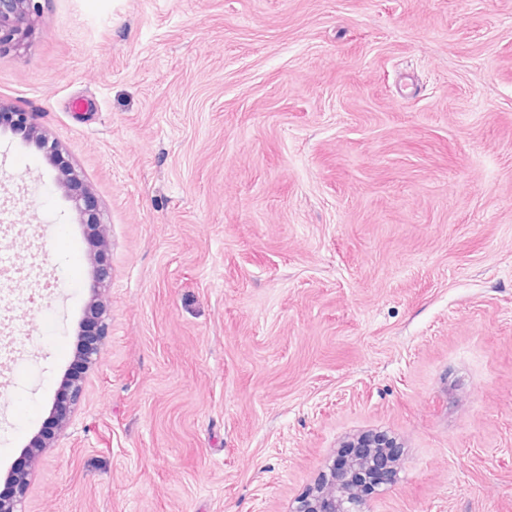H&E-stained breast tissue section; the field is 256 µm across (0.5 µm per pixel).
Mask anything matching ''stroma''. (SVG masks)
Returning <instances> with one entry per match:
<instances>
[{"instance_id":"1","label":"stroma","mask_w":512,"mask_h":512,"mask_svg":"<svg viewBox=\"0 0 512 512\" xmlns=\"http://www.w3.org/2000/svg\"><path fill=\"white\" fill-rule=\"evenodd\" d=\"M0 53L94 195L110 333L24 512H512V0H40ZM0 131V486L81 344L88 228ZM388 448V449H378ZM396 444L384 435H368L342 447L318 482L295 499L290 512H372L368 491L387 479Z\"/></svg>"}]
</instances>
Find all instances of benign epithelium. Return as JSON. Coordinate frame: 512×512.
Instances as JSON below:
<instances>
[{"label": "benign epithelium", "mask_w": 512, "mask_h": 512, "mask_svg": "<svg viewBox=\"0 0 512 512\" xmlns=\"http://www.w3.org/2000/svg\"><path fill=\"white\" fill-rule=\"evenodd\" d=\"M39 11V0H0V52L23 44ZM14 114L11 132L36 142L48 162L58 170V184L68 193L75 209L84 217V223L89 225L92 236L89 260L97 261L109 250L110 238L95 199L84 188L76 170L63 160L58 144L48 138L36 116L17 110ZM108 278L107 269H101L87 307L85 324L95 343L82 348L76 368L63 380L54 398L52 425L31 440L21 462L9 474L7 490L0 492V512H22L31 472L42 462L45 450L54 447L67 428L72 409L84 393L87 372L97 364L101 343L109 332ZM394 447L396 444L384 435H368L348 443L338 452L328 472L295 499L290 512H372L369 490L375 480L387 479L394 464Z\"/></svg>", "instance_id": "obj_1"}]
</instances>
